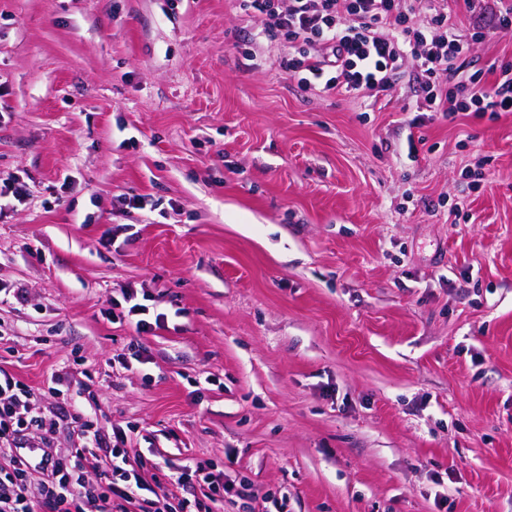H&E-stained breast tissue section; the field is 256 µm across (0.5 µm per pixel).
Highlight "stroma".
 <instances>
[{
  "instance_id": "stroma-1",
  "label": "stroma",
  "mask_w": 512,
  "mask_h": 512,
  "mask_svg": "<svg viewBox=\"0 0 512 512\" xmlns=\"http://www.w3.org/2000/svg\"><path fill=\"white\" fill-rule=\"evenodd\" d=\"M484 25L466 71L512 61ZM287 53L234 0H0V365L161 501L206 460L287 512H512V112L414 127L409 75L304 91Z\"/></svg>"
}]
</instances>
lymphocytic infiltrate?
<instances>
[{
	"instance_id": "obj_1",
	"label": "lymphocytic infiltrate",
	"mask_w": 512,
	"mask_h": 512,
	"mask_svg": "<svg viewBox=\"0 0 512 512\" xmlns=\"http://www.w3.org/2000/svg\"><path fill=\"white\" fill-rule=\"evenodd\" d=\"M235 0L241 14L260 17L271 40L288 44L280 67L302 90L362 97L389 90L411 67L427 112L455 116L512 112V62L462 74L459 59L485 40L479 23L495 17L499 35L512 37V0ZM35 391L0 368V512H141L148 461L107 441L90 416H75L76 446L61 455L55 426L34 414ZM43 449L40 473L20 455ZM93 461L96 480L71 488L66 471ZM174 482L184 495L156 512H214L228 489L213 465L183 467Z\"/></svg>"
}]
</instances>
